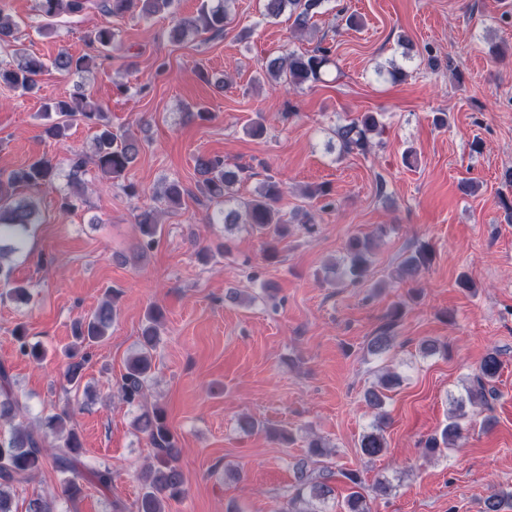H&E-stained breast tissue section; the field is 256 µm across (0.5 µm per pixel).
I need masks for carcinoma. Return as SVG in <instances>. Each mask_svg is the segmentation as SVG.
Masks as SVG:
<instances>
[{
    "instance_id": "obj_1",
    "label": "carcinoma",
    "mask_w": 512,
    "mask_h": 512,
    "mask_svg": "<svg viewBox=\"0 0 512 512\" xmlns=\"http://www.w3.org/2000/svg\"><path fill=\"white\" fill-rule=\"evenodd\" d=\"M88 0H36L39 15L46 24L42 33H53L51 21L61 14L78 15L86 9ZM175 0H101L100 10L107 20L90 36L98 46L99 56L108 58L114 46L115 32L112 19L139 12L145 18L166 13L173 16L174 24L169 37L181 41L189 34L201 30L212 34L224 32L228 19L225 8H213L201 4L197 15L178 17L173 14ZM326 0H265V15L276 18L289 13L297 31L309 27ZM18 22L0 13V45L13 48V62L0 64V85L20 89L26 93L38 87V77L48 68L63 75L86 72L95 65L90 56L75 57L67 52H59L46 65L42 58L29 54L15 43ZM331 48L316 47L310 53L288 52L272 58L262 67L266 78L277 83L295 87L321 80L323 69L329 64ZM45 111L58 116L56 122L46 129L53 138L67 135L70 121L76 117L94 124L97 128L94 141V163L103 176L116 179L125 174L137 159L141 144L132 137L119 136L112 131L106 121L103 107L79 93L72 99H59L45 106ZM381 127L380 113L365 112L350 122L337 127L336 137L341 149L347 153L357 151L365 154L370 150V135ZM85 161L77 155L71 159L69 191L61 195L62 206L74 209L82 199V180ZM195 169L199 175L197 187L202 196L211 203H227L233 198L232 187L238 181V174L224 163L219 156L199 155L195 159ZM57 163L41 156L27 165L9 171H0V286L1 296L20 303L29 300L27 288L13 279L12 267L5 260L22 252L27 245L32 229L40 223V208L34 192L51 186L56 178ZM188 190L180 182L173 180L163 191L168 206L178 209L182 206ZM284 194L281 183L268 178L256 195L240 202L235 208H226L209 217V223H224L231 230L240 224L263 239L265 258L278 259V242L288 236L290 224L284 220L279 203ZM139 233L137 249L143 254L152 248L161 235L163 225L156 213L144 210L135 217ZM430 262V254L424 249L409 253L398 265V276L406 281L416 280ZM372 265V242L366 236L354 235L346 243L341 280L359 284L365 280ZM115 295H108L88 316L77 320L73 326L76 340L66 353L67 362L63 379L69 389L79 390L85 369V356L79 348L91 346L109 335L112 322L116 318ZM164 318L162 310L153 307L146 314V325L141 331L135 352L127 359L125 372L116 380L115 386L123 400L129 404H140L146 398V391L152 380L154 351L160 343V325ZM12 335L18 344L19 353L35 362L46 356V348L39 341L29 340L25 326L19 324ZM393 337L386 331L373 337L368 343L370 352L380 355L392 347ZM502 362L498 354L490 353L481 362L479 370L464 387L459 397L449 396L448 424L440 435L428 439L423 447L424 455H434L454 447L463 437L465 430L466 405L484 407L493 397L491 382L499 375ZM401 377L388 371L381 375L377 385L366 391L367 403L380 408L384 405L386 392L399 385ZM31 412L22 402L8 369L0 364V512H12L13 498L17 491L29 484L42 469L45 462H51L59 476L62 495L69 502L79 500L86 486L96 487L102 495L112 492L114 472L104 462L93 463L87 460L80 433L73 424V412L66 408L49 416L46 427L49 432L40 431L29 423ZM137 428L146 435L153 447V459L140 474V492L132 504L133 512H166V504L178 501L186 494L185 477L179 465L181 448L178 439L168 425L165 412L155 406L143 411L136 418ZM385 418L374 420L369 431L359 443L360 451L369 458L382 456L387 448L384 435ZM343 476L354 485L345 499L343 512H371V496L388 497L393 485L385 478L377 479L371 488H366L360 476L346 471ZM331 475H314L301 465L297 471L294 492L289 499L288 512H324L329 497L333 493ZM512 509V490L500 491L486 498L484 512H504Z\"/></svg>"
}]
</instances>
